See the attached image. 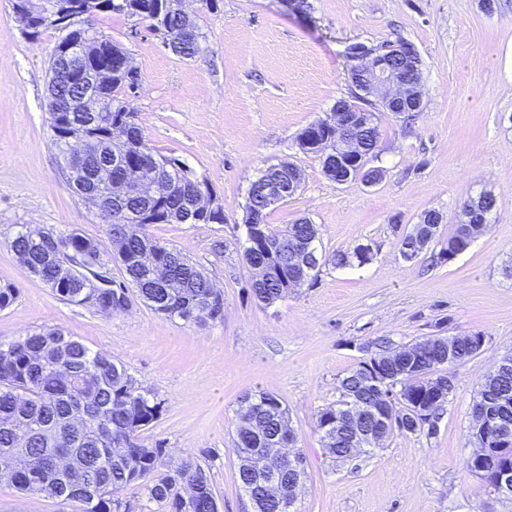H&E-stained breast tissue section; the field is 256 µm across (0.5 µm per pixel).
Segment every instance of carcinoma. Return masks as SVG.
Listing matches in <instances>:
<instances>
[{"instance_id": "1", "label": "carcinoma", "mask_w": 512, "mask_h": 512, "mask_svg": "<svg viewBox=\"0 0 512 512\" xmlns=\"http://www.w3.org/2000/svg\"><path fill=\"white\" fill-rule=\"evenodd\" d=\"M50 4L41 16L39 28H53L63 33L49 62L48 92L55 98L77 99L82 87L107 99L108 106L124 116V126L108 128L101 124L97 112H87L78 103L72 112L60 116L50 113L52 145L65 155L66 144L57 132L69 130L84 139L90 167L86 169L84 190L98 199L103 215L112 220L108 236L118 246L109 261L118 265L127 286L105 287L94 276L96 269L106 266L102 244L73 229L63 237L69 240L78 258L74 262L86 269L79 276L61 274L60 264L40 247L37 235L57 234L52 227L19 230L9 247L20 264L34 279L44 283L63 301L85 304L92 299L102 312L119 309L122 299L134 293L155 313L187 324L204 325L222 320L224 295L213 288L209 277L180 249L141 235L143 224H184L196 214L200 224L224 223V210L214 206L212 213H197L196 179L178 167V160L147 148L129 108L125 82L130 63L127 54L101 33L63 28L56 24L60 14H67L79 4L92 14L124 12L159 30L177 47V55L190 58L200 49V32L194 19L185 18L178 0H44ZM72 40L81 44L85 55L77 61L73 83L56 81V57L62 44ZM110 65L115 75L110 83L90 86L88 77L99 66ZM336 131L318 120L298 135V145L305 154L319 155L324 174L336 180V167L330 158L336 155ZM365 162L375 157L379 131L372 126L359 135ZM139 165L149 177V186L141 193L122 185L123 171L128 165ZM282 177H302L301 169L290 162L270 164L260 171L248 191L245 228L251 238L253 222L264 225L265 236L291 246L304 242L322 254L316 225L303 218L282 229L265 224L270 205L264 201V181ZM488 212H481L480 222L456 225L448 242L441 247L439 259L450 261L464 252L472 241L488 228ZM438 225L420 221L399 237L401 257L412 262L422 249L417 242L436 237ZM244 257L249 266L268 265L272 269L286 263L283 253H270L264 246L247 243ZM338 268L355 263H368L359 255V247L338 251L331 259ZM320 268L291 265L283 277H274L251 285L252 295L270 304L288 295L303 281L316 279ZM472 338L457 345L454 365L471 360L477 353ZM438 343L418 356L414 367L404 369L411 359L401 350L397 363L385 358L375 362L363 360L340 380V399L317 417V429L346 411L357 386L370 374L391 394L394 410L409 415L415 409L426 410L419 428L400 426L401 434L436 432L437 412L447 399L434 400L431 393L433 369L444 362L442 345ZM499 416L512 420V367L497 369L483 383L477 397ZM161 403L134 380L126 365L112 355L93 351L60 328H43L0 343V482L5 480L22 494L73 501L81 512H127V503L119 493L128 486L144 488L148 499L162 512H220L213 486L206 470L187 458L177 464L166 460L162 445H146L141 433L154 424L161 414ZM236 449H246L261 458L276 447V435L288 427V410L275 396L261 393L244 400L237 410ZM353 425L343 423L340 432L328 443H322L332 460H344L349 454ZM238 481L250 496L266 504L264 512H276L273 491L255 473V460L239 457Z\"/></svg>"}]
</instances>
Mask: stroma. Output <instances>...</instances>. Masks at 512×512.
Returning a JSON list of instances; mask_svg holds the SVG:
<instances>
[{
	"label": "stroma",
	"instance_id": "35a3bbf8",
	"mask_svg": "<svg viewBox=\"0 0 512 512\" xmlns=\"http://www.w3.org/2000/svg\"><path fill=\"white\" fill-rule=\"evenodd\" d=\"M185 0L202 35L184 59L146 22L123 12L89 24L128 53L142 88L129 106L147 145L204 180L224 208L220 224H148L144 233L181 249L224 293V318L188 325L141 301L103 313L61 300L29 277L8 246L31 229H79L108 242L100 211L69 187L51 143L48 60L59 38L26 36L0 0V285L17 290L0 310V342L59 327L120 359L162 403L142 439L172 462L194 457L221 512H251L236 476L235 412L265 392L288 410L306 458L297 512H512L468 471L471 406L490 366L512 353V0ZM404 39L422 58L423 110L412 122L378 112L383 177L336 183L297 135L348 97L351 43ZM291 162L300 190L266 218L280 229L316 224L325 254L369 245L362 266L322 267L314 282L272 304L253 297L243 259L249 187L267 165ZM490 192V224L454 260L434 265L463 202ZM444 216L435 241L404 261L398 236L427 211ZM485 337L483 352L455 367L436 435L394 433L348 461L327 458L316 430L336 403L338 380L365 345L400 347L428 336ZM0 512H79L77 503L18 493L0 483Z\"/></svg>",
	"mask_w": 512,
	"mask_h": 512
}]
</instances>
